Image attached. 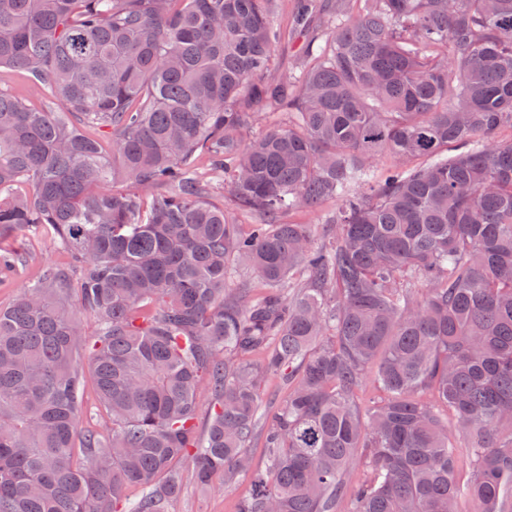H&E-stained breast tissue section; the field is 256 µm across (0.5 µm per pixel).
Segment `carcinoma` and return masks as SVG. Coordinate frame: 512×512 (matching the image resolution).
<instances>
[{"label": "carcinoma", "mask_w": 512, "mask_h": 512, "mask_svg": "<svg viewBox=\"0 0 512 512\" xmlns=\"http://www.w3.org/2000/svg\"><path fill=\"white\" fill-rule=\"evenodd\" d=\"M275 2L0 0V68L53 99L0 90V231L46 224L72 259L0 309V512H169L249 473L238 512H512V0H351L270 79ZM266 111L288 120L247 135ZM336 199L321 245L282 219ZM103 409L100 406L93 380L85 368V383L83 399L79 414V428L81 431L98 429L105 431V419L102 417ZM287 394V386L282 375L267 374L260 388L261 410L262 412L270 410L282 401ZM448 439L453 447L456 448L457 456L460 462V476L462 480L466 481L469 475V449L467 448L466 442L460 434L451 414L448 415Z\"/></svg>", "instance_id": "carcinoma-1"}]
</instances>
